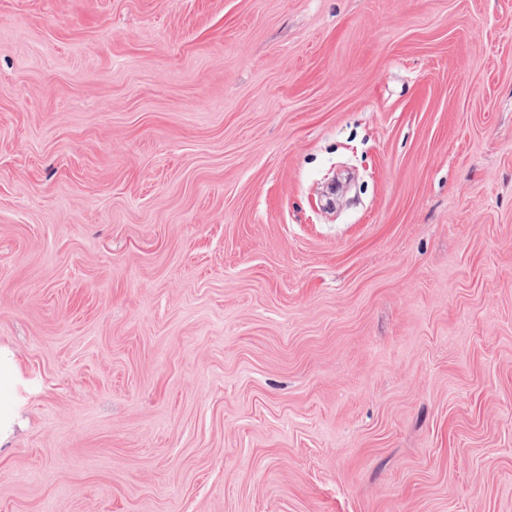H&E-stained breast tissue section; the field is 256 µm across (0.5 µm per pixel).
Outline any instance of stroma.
Here are the masks:
<instances>
[{
    "label": "stroma",
    "mask_w": 512,
    "mask_h": 512,
    "mask_svg": "<svg viewBox=\"0 0 512 512\" xmlns=\"http://www.w3.org/2000/svg\"><path fill=\"white\" fill-rule=\"evenodd\" d=\"M0 512H512V0H0ZM22 375L13 351L0 346V447L12 436L20 419L18 388Z\"/></svg>",
    "instance_id": "1"
}]
</instances>
